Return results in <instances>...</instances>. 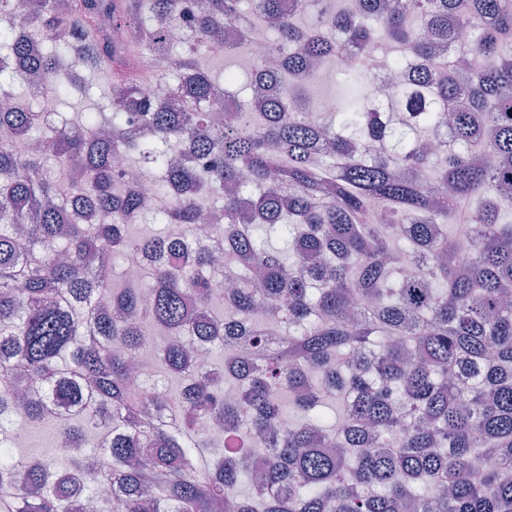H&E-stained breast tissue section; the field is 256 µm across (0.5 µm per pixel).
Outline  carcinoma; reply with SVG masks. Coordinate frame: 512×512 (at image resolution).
Segmentation results:
<instances>
[{"label": "carcinoma", "mask_w": 512, "mask_h": 512, "mask_svg": "<svg viewBox=\"0 0 512 512\" xmlns=\"http://www.w3.org/2000/svg\"><path fill=\"white\" fill-rule=\"evenodd\" d=\"M2 13L15 71L0 69V92L42 77L65 105L110 76L105 106L45 130L30 104L0 112L50 141L45 155L0 141V428L50 421L66 460L0 447V512H90L99 486L112 512H512V0H11ZM259 26L287 55L253 63L257 107L229 92L254 126L184 111L239 83L205 59L243 50L226 29ZM375 49L403 81L372 111ZM146 51L165 82L141 101ZM348 53L337 80L358 96L301 111L315 66ZM117 153L157 205L136 180L115 185ZM476 197L467 232L449 234ZM204 203L224 223L199 250ZM140 221L163 230L132 234ZM144 346L158 362L141 361L146 381L179 380L165 416L130 381ZM194 346L222 366L192 362Z\"/></svg>", "instance_id": "cac0c4a2"}]
</instances>
